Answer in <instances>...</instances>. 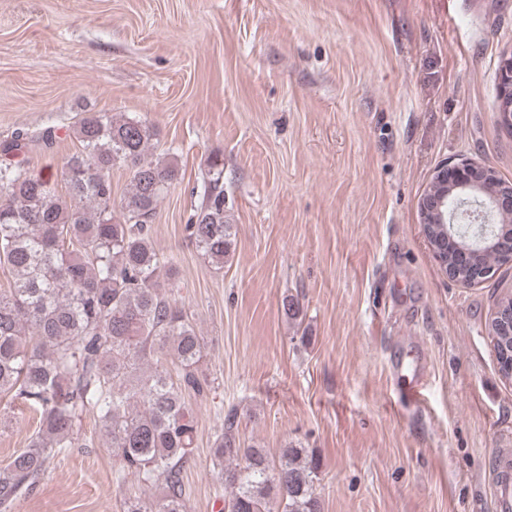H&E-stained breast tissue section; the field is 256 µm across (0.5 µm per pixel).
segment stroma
Segmentation results:
<instances>
[{
	"label": "stroma",
	"mask_w": 512,
	"mask_h": 512,
	"mask_svg": "<svg viewBox=\"0 0 512 512\" xmlns=\"http://www.w3.org/2000/svg\"><path fill=\"white\" fill-rule=\"evenodd\" d=\"M509 56L512 0H0V141L56 134L27 169L56 176L87 112L153 126L154 155L181 169L151 237L205 343L210 390L187 398L188 512L224 504L211 447L232 409L242 442L315 452L322 512H496L512 380L487 322L512 292V263L475 285L451 280L419 202L444 163L512 183L496 114ZM215 154L236 230L220 270L185 232ZM286 294L303 309L293 322ZM0 416L4 465L37 424L7 396ZM81 430L92 446L56 456L16 512H121L157 494L119 477L96 416Z\"/></svg>",
	"instance_id": "stroma-1"
}]
</instances>
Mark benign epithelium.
I'll list each match as a JSON object with an SVG mask.
<instances>
[{
	"mask_svg": "<svg viewBox=\"0 0 512 512\" xmlns=\"http://www.w3.org/2000/svg\"><path fill=\"white\" fill-rule=\"evenodd\" d=\"M499 123L512 130V57L503 61L499 75ZM492 168L471 164H445L435 175L420 202L422 224H448V240L465 264L475 247L471 229L489 220L494 211H512V185H497ZM491 321L501 330L512 328V307H494Z\"/></svg>",
	"mask_w": 512,
	"mask_h": 512,
	"instance_id": "7a95c632",
	"label": "benign epithelium"
}]
</instances>
